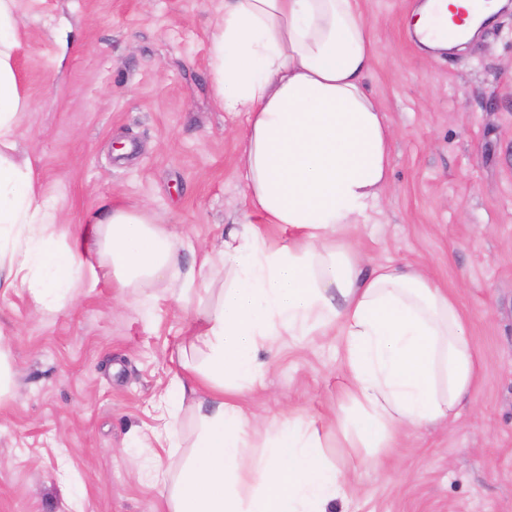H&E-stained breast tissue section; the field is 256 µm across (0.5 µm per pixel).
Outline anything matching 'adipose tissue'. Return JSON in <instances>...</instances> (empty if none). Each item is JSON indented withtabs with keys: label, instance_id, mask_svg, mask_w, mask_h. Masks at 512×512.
Wrapping results in <instances>:
<instances>
[{
	"label": "adipose tissue",
	"instance_id": "ef3b65f1",
	"mask_svg": "<svg viewBox=\"0 0 512 512\" xmlns=\"http://www.w3.org/2000/svg\"><path fill=\"white\" fill-rule=\"evenodd\" d=\"M501 0H427L423 44L447 47L456 7L477 25ZM16 0H0V289H28L39 313L78 288L163 286L179 303L215 294L189 342L192 359L165 396L168 447L190 410L195 435L165 475L167 512H330L351 479L326 454L325 420L288 415L256 425L241 395L270 369L260 352L281 337L339 334L352 422L347 447L397 449L404 428L456 416L478 373V352L456 301L411 266L366 267L342 232L368 218L388 180L395 131L368 94L377 46L359 0H223L209 36L214 100L243 119L244 206L221 248L183 270L181 243L144 207L115 204L69 236L15 134L30 103L20 90ZM292 230L273 241L269 227Z\"/></svg>",
	"mask_w": 512,
	"mask_h": 512
}]
</instances>
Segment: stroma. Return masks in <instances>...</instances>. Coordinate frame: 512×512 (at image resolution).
<instances>
[{"instance_id":"35a3bbf8","label":"stroma","mask_w":512,"mask_h":512,"mask_svg":"<svg viewBox=\"0 0 512 512\" xmlns=\"http://www.w3.org/2000/svg\"><path fill=\"white\" fill-rule=\"evenodd\" d=\"M423 0H360L378 46L368 89L397 131L389 180L353 230L371 263L408 264L460 304L480 355L469 403L407 428L399 454L328 457L354 489L333 512H512V10L464 49L428 51L409 31ZM221 0H17L15 52L31 101L15 158L77 235L112 204L145 205L177 233L184 266L220 244L242 207L239 124L210 93L208 35ZM208 298L111 280L40 315L28 289L0 294L14 381L0 404V512H165L146 474L177 470L161 399ZM338 339L283 337L259 423L349 408ZM382 457L381 468L362 458Z\"/></svg>"}]
</instances>
